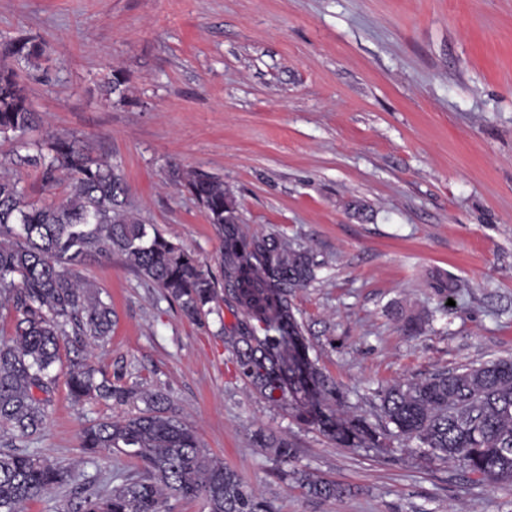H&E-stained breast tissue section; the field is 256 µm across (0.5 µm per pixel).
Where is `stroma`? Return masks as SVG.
Wrapping results in <instances>:
<instances>
[{
    "label": "stroma",
    "instance_id": "stroma-1",
    "mask_svg": "<svg viewBox=\"0 0 512 512\" xmlns=\"http://www.w3.org/2000/svg\"><path fill=\"white\" fill-rule=\"evenodd\" d=\"M42 48L18 82L39 115L32 136L79 135L122 175L144 223L216 269L221 241L173 168L217 177L250 230L311 248L323 266L294 297L310 357L372 417L396 381L512 358V0H0V51ZM123 80L107 93L113 77ZM30 198L38 169L11 165ZM458 279L448 311L427 282ZM112 303V334L63 363L165 392L205 451L275 512H512V488L395 438L342 448L292 410L252 394L224 349L218 315L187 319L115 255L82 271ZM430 314L416 336L393 311ZM142 402H73L58 379L29 447L108 477L135 466L89 457L81 430ZM288 436L294 463L257 447ZM339 485L316 499L293 469ZM40 52V45L27 37L15 39L7 47V54L11 55L17 63L22 61L32 63Z\"/></svg>",
    "mask_w": 512,
    "mask_h": 512
}]
</instances>
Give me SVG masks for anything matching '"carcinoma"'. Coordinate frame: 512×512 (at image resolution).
Instances as JSON below:
<instances>
[{"mask_svg":"<svg viewBox=\"0 0 512 512\" xmlns=\"http://www.w3.org/2000/svg\"><path fill=\"white\" fill-rule=\"evenodd\" d=\"M40 45L13 40L7 54L30 63ZM36 127V113L13 69L0 64V136L28 147L25 135ZM14 166L40 170L42 186L66 181L63 201L40 206L19 179L0 177V300L17 312L14 334L0 340V429L15 440L44 429L62 366L61 343L71 338L103 340L112 333V306L81 270L91 261L118 254L143 279L161 289L191 320L225 308L233 317L222 324L224 349L255 394L292 409L317 425L336 444L374 446L395 436L416 441L442 461L504 487L512 486V360L497 359L437 371L399 382L379 392L375 423L353 417L336 420L345 395L336 380L310 358L292 297L317 280L322 263L315 253L274 234H251L242 224L235 198L224 183L196 171L175 169V183L203 209L222 238L220 276L205 269L191 251L149 232L125 208V187L112 164L85 151L74 133L36 145V154H16ZM429 287L447 302L458 288L450 276L436 275ZM409 335L429 322L396 312ZM70 398L123 404L140 400L145 409L122 420H105L81 431L80 447L95 456L115 450L139 463L130 474L104 484L83 480L27 448H0V512L20 509L49 492L68 487V512H171L169 502L201 499L208 512H273L240 475L210 457L196 430L172 409L167 395L136 384L115 385L90 363L66 372ZM254 442L272 448L282 463L293 461L295 444L258 431ZM293 478L307 494L330 499L343 494L333 482L304 471Z\"/></svg>","mask_w":512,"mask_h":512,"instance_id":"1","label":"carcinoma"}]
</instances>
